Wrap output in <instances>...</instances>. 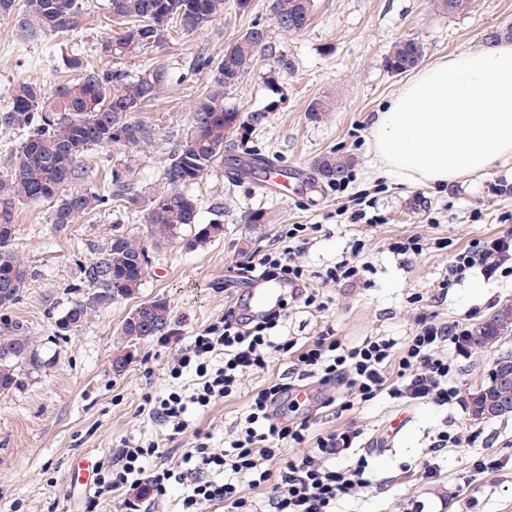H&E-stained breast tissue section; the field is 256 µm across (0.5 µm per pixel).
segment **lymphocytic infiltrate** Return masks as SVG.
Wrapping results in <instances>:
<instances>
[{
	"label": "lymphocytic infiltrate",
	"instance_id": "f902f5d3",
	"mask_svg": "<svg viewBox=\"0 0 512 512\" xmlns=\"http://www.w3.org/2000/svg\"><path fill=\"white\" fill-rule=\"evenodd\" d=\"M322 230L319 224L289 225L287 246L253 254L237 266L238 277L288 282L304 292L305 304L315 303L299 257ZM474 270L487 279L512 277V228L457 249L441 288H451ZM287 310L283 302L255 319L230 306L187 345L177 347L165 367L177 387L144 393L141 408L169 437L192 432L193 447L184 451L181 467L149 470L145 463L158 455V444L125 440L115 457L98 464L91 506L114 499L121 512H156L170 488L180 485L181 512H259L264 498L274 512H336L341 499L367 487L364 461L335 464L336 458L360 447L362 431L346 427L320 433L309 418H292L298 402L291 383L268 372L275 355L290 358L296 380L314 378L333 388L324 404L343 411L352 401L368 402L384 392L397 401L464 405L454 380L456 360L444 353L451 345L456 359L468 357L471 338L462 325L436 321L434 313L424 310L416 317V333L400 348L383 336L345 343L330 330L300 344L276 335ZM260 372L267 379L251 395L244 419L225 447H210L201 430L191 429L188 408H208L235 394L246 375ZM302 444L309 445V452L285 457V448Z\"/></svg>",
	"mask_w": 512,
	"mask_h": 512
}]
</instances>
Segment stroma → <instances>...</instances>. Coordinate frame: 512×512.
Listing matches in <instances>:
<instances>
[{"mask_svg":"<svg viewBox=\"0 0 512 512\" xmlns=\"http://www.w3.org/2000/svg\"><path fill=\"white\" fill-rule=\"evenodd\" d=\"M80 4L83 15L76 29L36 42L21 40L13 19L0 16V111L19 80L53 95L73 77L65 65L72 54L88 65H105L100 44L120 26L109 0ZM255 24L269 27L273 51L255 57L226 91L224 103L249 111L277 102L252 135L249 151L304 171L305 185L278 195L261 191L238 173L246 153L225 160L191 188L198 223L222 224L223 235L193 249L178 244L150 251L138 294L92 310L80 327L63 336L56 321L83 294L82 265L106 246L113 230L147 237V214L118 207L59 228L51 222L52 202L18 206L15 247L39 276L13 314L36 337L42 365L22 369L21 386L0 395V512H86L87 495L69 496L70 459L83 453L100 459L116 453L128 438L158 442L161 463L177 464L191 435L169 438L141 414L142 396L167 388L162 369L176 342H188L245 295L241 282L230 278L236 263L277 250L288 225L322 224L326 232L301 256L321 304L290 302L281 338L303 342L330 327L345 342L386 336L401 343L414 333L421 306L431 307L438 321L459 322L472 331L495 306L512 301L511 279L489 280L477 272L449 291L438 288L455 249L504 230L502 218L512 214V196L493 194L491 187L503 179L512 182V163L445 187L395 183L372 176L368 138L373 112L404 82L386 66L397 40L418 39L428 62L479 49L488 30L512 25V0H473L470 11L459 16L439 11L436 0H314L310 25L290 36L272 29L269 0H250L245 9L225 0L223 19L208 28L189 36L170 33L161 46L120 61V68L133 74L161 64L172 77L139 114L151 130V143L139 150L130 181L146 191L161 186L166 159L192 124L195 101L210 90L211 71L194 67L198 53L220 58ZM279 52L294 60L293 72L275 73L273 56ZM319 100L326 110L315 121L307 109ZM329 151L355 159L354 180L340 195L314 170L315 160ZM127 153L120 144L89 150L82 159L86 186L110 182L114 165ZM369 192L376 196L383 223L352 224L338 216L351 197ZM477 211L482 214L478 220L473 217ZM254 214L260 223H250ZM414 234L426 242L422 253L392 250V242ZM437 238L447 239L448 248L436 249ZM356 249L369 265L363 279L323 283L325 270ZM154 298L170 307L167 335L136 344L126 370L114 374L112 354L123 321L137 304ZM266 375L245 377L237 393L207 411L189 408L188 419L210 434L211 446H223ZM317 418L323 432L343 425L364 432L357 456L369 463L370 484L344 499L342 512H512V416L480 421L458 406L402 404L382 394L354 404L341 417L322 410ZM444 430L462 435V443L432 452V442ZM432 454L440 472L427 479L420 464ZM357 456L341 459V466L355 464ZM482 457L499 460L500 469L475 471L472 464Z\"/></svg>","mask_w":512,"mask_h":512,"instance_id":"stroma-1","label":"stroma"}]
</instances>
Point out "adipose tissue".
I'll return each mask as SVG.
<instances>
[{"label": "adipose tissue", "instance_id": "adipose-tissue-1", "mask_svg": "<svg viewBox=\"0 0 512 512\" xmlns=\"http://www.w3.org/2000/svg\"><path fill=\"white\" fill-rule=\"evenodd\" d=\"M372 168L452 185L512 162V42L437 58L376 112Z\"/></svg>", "mask_w": 512, "mask_h": 512}]
</instances>
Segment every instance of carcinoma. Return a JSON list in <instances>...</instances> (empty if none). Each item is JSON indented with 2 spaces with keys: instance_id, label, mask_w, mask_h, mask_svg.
Here are the masks:
<instances>
[{
  "instance_id": "obj_1",
  "label": "carcinoma",
  "mask_w": 512,
  "mask_h": 512,
  "mask_svg": "<svg viewBox=\"0 0 512 512\" xmlns=\"http://www.w3.org/2000/svg\"><path fill=\"white\" fill-rule=\"evenodd\" d=\"M440 9L458 16L470 11L472 0H438ZM112 16L120 20L121 32L100 44V53L111 59L153 48L165 41L174 26L193 34L224 15V0H110ZM314 0H270L273 25L287 34H297L310 24ZM0 14L13 16L15 28L28 41L49 33L63 34L75 29L81 20L79 0H0ZM248 31L251 38L239 37L213 62L207 57L196 61L199 68H212L208 94L193 107L190 129L175 144L162 174L163 187L148 194L127 179L130 159L112 173V185L105 188L76 187L85 179L79 159L95 146L120 143L132 150L151 139V132L133 112H142L159 97L169 83V72L156 65L129 74L117 67L87 65L74 54L66 59L75 77L60 86L51 97L41 87L18 81L10 96L9 108L0 112V126L27 133L16 148L10 173L0 176V394L20 385L23 367L36 369L42 361L35 340L24 324L11 315L39 273L25 264L15 247V213L23 202L56 200L51 223L63 227L80 216L104 213L112 203L143 204L150 226L149 240L112 230L107 246L83 268L85 298L75 301L58 321L67 333L79 327L88 313L118 298L137 294L149 268V248L186 243L193 248L222 234L224 226L196 224L197 200L187 188L224 161V152L250 142L253 131L245 128L250 119L261 127L267 115L260 110L242 112L224 105L225 92L236 86L255 57L268 50L269 30L256 24ZM424 57L422 43L414 38L395 43L386 58L396 74L416 68ZM353 159L329 152L314 163L317 174L334 183L348 174ZM146 321L135 313L123 322L120 346L112 356L116 372L126 368L131 345L168 332L170 308L162 299L143 301ZM512 336V310L499 306L483 321L478 335L482 348L496 347ZM512 400V386L494 387L481 397H472L471 416L480 418L487 399Z\"/></svg>"
}]
</instances>
